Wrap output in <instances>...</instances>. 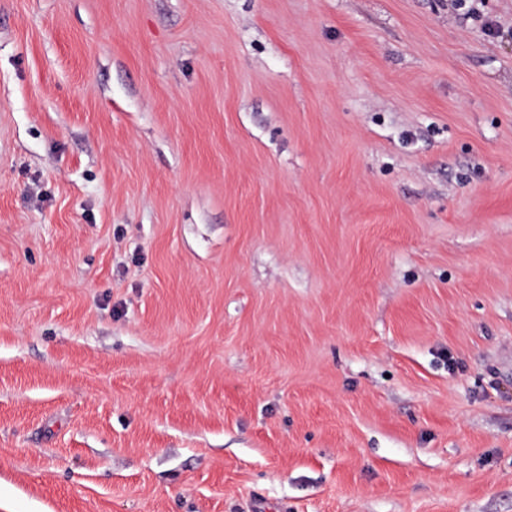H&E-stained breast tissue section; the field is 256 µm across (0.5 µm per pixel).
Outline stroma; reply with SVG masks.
Wrapping results in <instances>:
<instances>
[{
  "label": "stroma",
  "instance_id": "obj_1",
  "mask_svg": "<svg viewBox=\"0 0 512 512\" xmlns=\"http://www.w3.org/2000/svg\"><path fill=\"white\" fill-rule=\"evenodd\" d=\"M0 512H512V0H0Z\"/></svg>",
  "mask_w": 512,
  "mask_h": 512
}]
</instances>
